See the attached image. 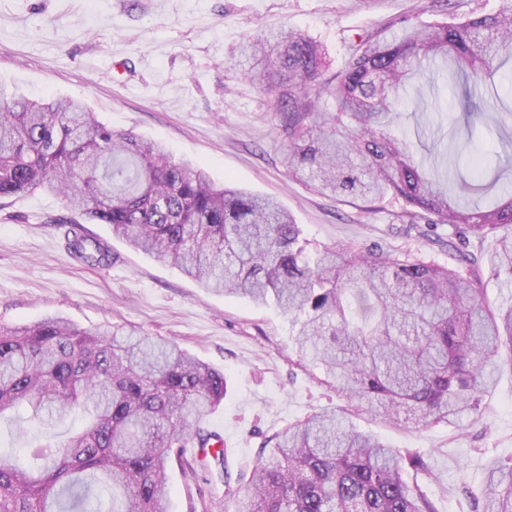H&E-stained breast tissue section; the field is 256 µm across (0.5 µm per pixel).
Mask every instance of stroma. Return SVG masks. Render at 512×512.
<instances>
[{
    "mask_svg": "<svg viewBox=\"0 0 512 512\" xmlns=\"http://www.w3.org/2000/svg\"><path fill=\"white\" fill-rule=\"evenodd\" d=\"M432 0H0V86L33 98L84 103L115 132L162 143L174 159L201 166L218 186L275 197L307 237L351 240L440 265L451 226L418 238L399 204L379 210L316 193L284 166L288 139L258 78L244 77L239 54L263 29L290 28L317 40L329 72L345 68L361 36L389 32L401 18L432 22ZM440 112L448 128L463 114L445 85L411 81L396 123L423 165L435 158L420 137L418 111ZM59 196L37 190L0 199V326L48 315L80 327L105 324L174 341L223 371L228 393L210 416L230 450L228 475L172 468L170 512H230L266 440L289 423L344 405L322 372L297 353L287 315L203 288L167 263L131 249L109 225H90L108 242L112 262L87 265L70 254ZM353 423L396 449L423 455L407 473L438 512H473L492 463L512 461V371L500 372L477 413L462 426L415 428L353 411ZM54 426L0 420V448L61 441Z\"/></svg>",
    "mask_w": 512,
    "mask_h": 512,
    "instance_id": "35a3bbf8",
    "label": "stroma"
}]
</instances>
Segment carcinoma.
<instances>
[{
  "label": "carcinoma",
  "instance_id": "obj_1",
  "mask_svg": "<svg viewBox=\"0 0 512 512\" xmlns=\"http://www.w3.org/2000/svg\"><path fill=\"white\" fill-rule=\"evenodd\" d=\"M361 40L345 69L325 74L318 45L292 30L263 31L243 46L288 137V174L320 193L368 208L398 201L430 240L440 224L456 265L409 252L321 245L270 198L216 186L203 168L176 161L157 142L116 133L81 103L33 100L0 88V198L56 193L78 218L66 221L72 256L112 263L82 221L108 224L134 249L164 260L204 286L292 319L301 357L322 367L350 404L427 427L456 425L477 412L503 367L512 369V304L492 310L475 273L470 238L512 224L505 197L473 199L504 175L473 183L448 161L426 171L391 134L392 92L441 60L457 70L467 136L502 103L495 75L512 60V2L496 14L412 25ZM512 288V237L490 259ZM224 372L174 344L87 330L50 315L0 328V416L22 408L52 425L77 411L84 426L22 462L0 451V512H169L168 471L188 464L185 448L219 435L208 417L224 401ZM425 470L421 455L357 429L345 411L325 409L288 425L253 469L233 512H438L402 476ZM473 512H512V463L490 467Z\"/></svg>",
  "mask_w": 512,
  "mask_h": 512
}]
</instances>
